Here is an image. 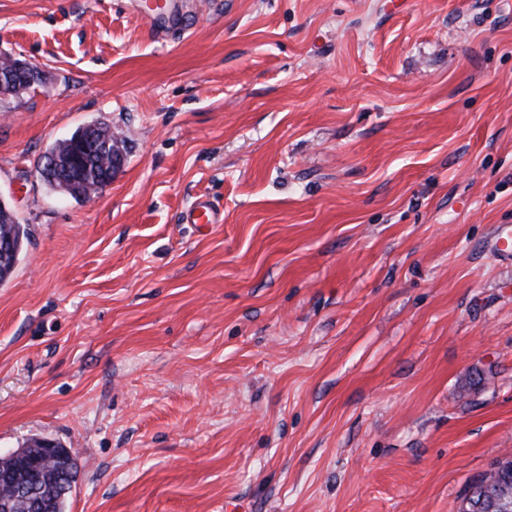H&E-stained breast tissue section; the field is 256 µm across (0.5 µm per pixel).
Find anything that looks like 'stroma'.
I'll return each instance as SVG.
<instances>
[{
  "label": "stroma",
  "instance_id": "stroma-1",
  "mask_svg": "<svg viewBox=\"0 0 512 512\" xmlns=\"http://www.w3.org/2000/svg\"><path fill=\"white\" fill-rule=\"evenodd\" d=\"M177 2L0 0V455L72 449L67 512H456L512 457V0ZM97 136L104 141H108L110 143V149L100 156H97L91 163L85 174L78 181L70 183L69 181L62 180L60 174L56 171H47L46 175L43 177L44 181L49 185L60 189L61 191L67 193L73 198H79L83 195H86L89 191L93 190L101 181V184L98 187V190L93 193H88L85 198L90 197L92 194L97 193L105 189L108 185L112 183L111 178H103V176L110 170L113 172L112 168V141H118L120 144V149L124 154V141L119 139L114 133H112V129L108 126L102 127L97 131ZM222 220L219 213L214 210L209 200L199 198L187 213L189 224H218ZM1 237H10L16 243V263L22 248L23 239L26 238V231L21 224L15 221L13 213L8 208H0V238Z\"/></svg>",
  "mask_w": 512,
  "mask_h": 512
}]
</instances>
